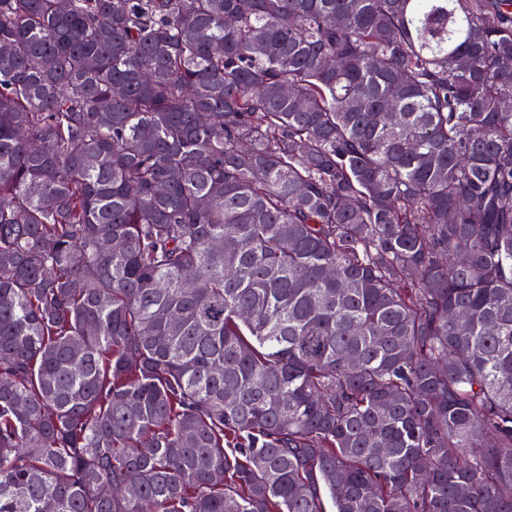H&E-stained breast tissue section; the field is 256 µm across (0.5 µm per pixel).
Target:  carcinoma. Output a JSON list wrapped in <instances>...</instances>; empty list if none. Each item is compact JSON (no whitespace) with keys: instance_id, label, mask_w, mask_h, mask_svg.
Listing matches in <instances>:
<instances>
[{"instance_id":"1","label":"carcinoma","mask_w":512,"mask_h":512,"mask_svg":"<svg viewBox=\"0 0 512 512\" xmlns=\"http://www.w3.org/2000/svg\"><path fill=\"white\" fill-rule=\"evenodd\" d=\"M327 499L512 512V0H0V512Z\"/></svg>"}]
</instances>
